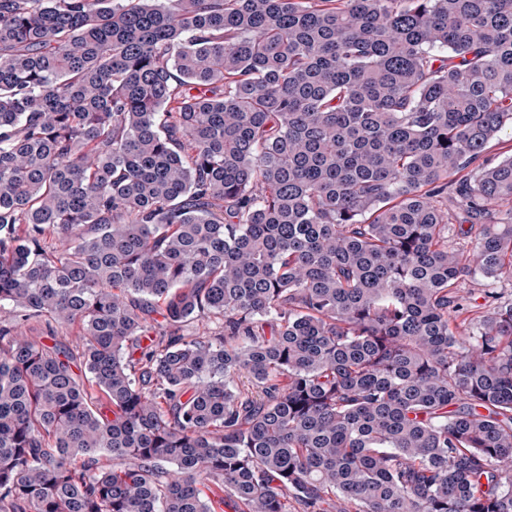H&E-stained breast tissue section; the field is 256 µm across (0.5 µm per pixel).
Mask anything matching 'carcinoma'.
I'll use <instances>...</instances> for the list:
<instances>
[{
  "label": "carcinoma",
  "mask_w": 512,
  "mask_h": 512,
  "mask_svg": "<svg viewBox=\"0 0 512 512\" xmlns=\"http://www.w3.org/2000/svg\"><path fill=\"white\" fill-rule=\"evenodd\" d=\"M507 124L512 0H0V512H512ZM512 154V129L505 128L496 138L491 140L484 152V158L492 162L499 161ZM460 288L463 289L464 293L471 292L476 297L480 295L481 290L484 288H498V291H500L505 298L512 297V282L502 281L490 284L480 276L464 277V280L460 283Z\"/></svg>",
  "instance_id": "obj_1"
}]
</instances>
